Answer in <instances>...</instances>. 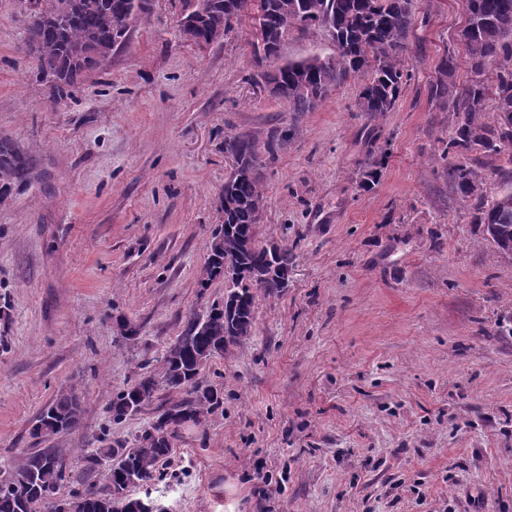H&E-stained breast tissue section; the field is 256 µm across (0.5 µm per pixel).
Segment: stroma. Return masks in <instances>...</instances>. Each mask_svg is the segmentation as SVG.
Listing matches in <instances>:
<instances>
[{
	"instance_id": "stroma-1",
	"label": "stroma",
	"mask_w": 512,
	"mask_h": 512,
	"mask_svg": "<svg viewBox=\"0 0 512 512\" xmlns=\"http://www.w3.org/2000/svg\"><path fill=\"white\" fill-rule=\"evenodd\" d=\"M194 6L152 0L56 101L33 75L25 0H0V136L32 160L0 202V467L48 447L80 474L63 493L106 490L82 453L131 447L184 394L160 387L120 421L113 399L224 300L223 280L198 284L224 138L286 130L262 156L255 241L288 250V286L257 291L249 342L200 374L222 407L179 426L166 479L132 496L166 512H512V258L450 182L457 117L430 96L447 52L469 77L463 0H413L411 77L377 118L353 77L291 111L257 80L251 23L200 46L176 27ZM330 51L313 27L279 59ZM62 391L79 426L35 436Z\"/></svg>"
}]
</instances>
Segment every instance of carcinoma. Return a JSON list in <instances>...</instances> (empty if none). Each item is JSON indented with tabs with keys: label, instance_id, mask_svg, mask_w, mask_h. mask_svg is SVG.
<instances>
[{
	"label": "carcinoma",
	"instance_id": "carcinoma-1",
	"mask_svg": "<svg viewBox=\"0 0 512 512\" xmlns=\"http://www.w3.org/2000/svg\"><path fill=\"white\" fill-rule=\"evenodd\" d=\"M29 23V47L37 75L50 83L53 95H72L79 79L97 69L125 40L130 16L142 18L136 0H35ZM468 23L459 34L465 46L470 79L458 86L453 53L438 67L431 95L448 101L457 124L445 153L452 157L448 178L461 199L471 202L475 222L495 251L512 257V0H464ZM250 17L258 24L255 53L265 60L278 57L286 23L321 26L328 32L334 53L288 60L259 73L274 86L278 98L293 112H311L342 80L363 76L357 109L375 118L390 112L407 82L409 41L415 27L412 0H198L181 16L182 32H192L210 45L224 39ZM493 98L495 113L485 116L484 103ZM224 144L235 150L234 165L224 181V223L207 244V261L200 286L219 278L228 286L224 302L202 316L187 320L181 335L159 360L158 374L142 377L112 400L111 412L121 420L138 412L163 383L185 390L192 398L165 409L131 448H99L90 462H108L109 491L60 493L70 475L61 463L50 464L48 448L31 452L24 466L0 468V512H127L134 503L131 489L160 476V466L171 454V437L186 420L199 423L222 405L216 388H199L198 376L206 363L243 345L255 318L254 289L279 292L288 285V250L259 247L255 224L264 206L256 143L230 136ZM499 156L508 165L498 169L503 186L487 200L479 194L486 169L479 157ZM30 159L10 138L0 136V202L28 176ZM78 397L59 392L40 416L34 434L49 438L79 425Z\"/></svg>",
	"mask_w": 512,
	"mask_h": 512
}]
</instances>
